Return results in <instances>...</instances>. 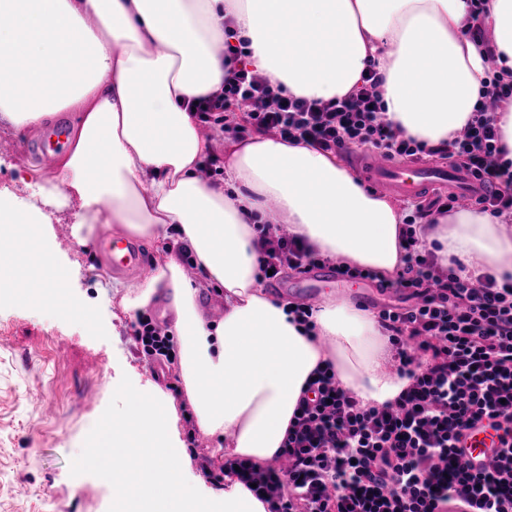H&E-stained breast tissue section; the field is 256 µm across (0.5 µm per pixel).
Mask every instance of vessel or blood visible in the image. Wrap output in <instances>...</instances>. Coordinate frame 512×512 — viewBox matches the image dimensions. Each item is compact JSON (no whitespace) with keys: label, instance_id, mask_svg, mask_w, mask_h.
<instances>
[{"label":"vessel or blood","instance_id":"vessel-or-blood-1","mask_svg":"<svg viewBox=\"0 0 512 512\" xmlns=\"http://www.w3.org/2000/svg\"><path fill=\"white\" fill-rule=\"evenodd\" d=\"M350 161L363 170L371 183L393 196L420 197L436 190H446L454 194L460 204L469 205L483 194L482 188L468 173L442 164L419 160L395 162L378 153L363 157L354 155ZM97 247L113 274L137 275L146 280L154 272L147 256L131 239L106 230L100 234ZM320 278L319 271H311L294 285L293 290L306 302L319 304L322 299L318 287ZM460 446L475 469H484L492 458V437L488 433L469 432Z\"/></svg>","mask_w":512,"mask_h":512}]
</instances>
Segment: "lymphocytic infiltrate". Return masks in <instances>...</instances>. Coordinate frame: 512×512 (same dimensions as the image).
I'll return each instance as SVG.
<instances>
[{"label": "lymphocytic infiltrate", "instance_id": "obj_1", "mask_svg": "<svg viewBox=\"0 0 512 512\" xmlns=\"http://www.w3.org/2000/svg\"><path fill=\"white\" fill-rule=\"evenodd\" d=\"M224 33V83L197 105L201 124L240 137L274 134L331 153L358 147L391 158L457 156L477 183L494 189L479 206L512 212V165L500 159L494 117L512 103V78L494 76L460 135L429 146L384 121L374 69L342 98L293 97L248 69L243 47L230 42L234 30ZM454 202L438 198L406 218L405 264L386 285L408 291L414 303L378 313L396 370L411 380L408 389L390 405L368 406L340 388L335 375L322 374L288 431L281 451L287 469L225 462V477L252 486L272 512H459L463 505L469 512H512V281L490 274L459 278L415 237L417 217L452 209ZM257 231L262 282L286 269L321 266L314 250L280 225L261 224ZM477 427L492 429L498 439L482 471L459 446L465 431Z\"/></svg>", "mask_w": 512, "mask_h": 512}]
</instances>
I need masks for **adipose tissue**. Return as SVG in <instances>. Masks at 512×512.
<instances>
[{
    "label": "adipose tissue",
    "mask_w": 512,
    "mask_h": 512,
    "mask_svg": "<svg viewBox=\"0 0 512 512\" xmlns=\"http://www.w3.org/2000/svg\"><path fill=\"white\" fill-rule=\"evenodd\" d=\"M0 16L10 20L0 26V123L21 130L57 112L76 116L65 157L40 185L42 206L6 211L10 193L0 189V223L17 240L18 228L47 229L46 206L64 201L76 208L72 235L82 245L101 224L147 241L175 232L195 275L167 256L150 279L125 285L121 307L131 317L169 297L198 430L223 439L226 457L273 460L325 361L363 403L397 399L409 379L389 370L377 315L330 297L306 332L259 281L254 227L287 225L322 257L382 278L401 265V210L336 157L268 135L235 144L214 185L199 169L217 142L191 104L224 83L230 18L252 67L293 96H345L374 60L384 120L436 144L465 128L490 67L512 73V0H490L485 44L465 33L468 0H0ZM418 237L461 277H512L510 215L454 209L431 216ZM207 291L224 299L220 320L197 306ZM125 397L93 440L129 463L113 512H269L240 482L216 490L153 467L186 459L179 417L159 387Z\"/></svg>",
    "instance_id": "ef3b65f1"
}]
</instances>
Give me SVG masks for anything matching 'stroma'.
<instances>
[{
    "instance_id": "obj_1",
    "label": "stroma",
    "mask_w": 512,
    "mask_h": 512,
    "mask_svg": "<svg viewBox=\"0 0 512 512\" xmlns=\"http://www.w3.org/2000/svg\"><path fill=\"white\" fill-rule=\"evenodd\" d=\"M43 132L0 128V188L12 190L13 205L39 201L25 146ZM58 217L48 238L30 231L26 249L47 252L68 281L67 296L89 317L0 289V512H112L105 475L72 466L85 458L104 419L123 412L125 390L154 383L172 396L177 414L190 410L178 365L142 356L95 242L82 246L63 234L73 222L70 209ZM41 396L53 403L52 414L43 413ZM191 430H182L190 468L216 486L224 464L218 441L194 439Z\"/></svg>"
}]
</instances>
